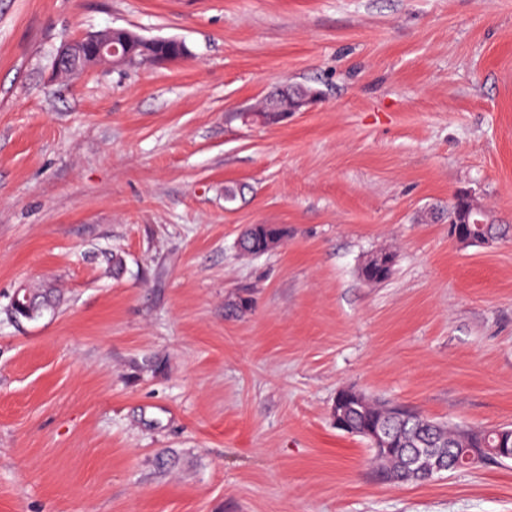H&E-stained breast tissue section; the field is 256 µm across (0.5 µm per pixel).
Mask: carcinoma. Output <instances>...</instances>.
Here are the masks:
<instances>
[{"label":"carcinoma","instance_id":"1","mask_svg":"<svg viewBox=\"0 0 512 512\" xmlns=\"http://www.w3.org/2000/svg\"><path fill=\"white\" fill-rule=\"evenodd\" d=\"M189 48H148L137 50L138 63H163L170 58L187 57ZM284 231L275 224H253L239 238L238 247L244 255H257L273 249L282 239ZM34 307L31 313L10 306L9 316L20 319H36L42 311L55 304L50 288L33 289ZM347 426L344 432L370 440L369 430L380 426L391 437L389 450L375 454L381 464L385 479L393 483L430 482L438 477L434 471L426 468L428 461L419 457L425 448L443 451H457L459 448H512V428L500 427L493 430H481L465 425L449 426L432 420L418 412L397 404L376 402L361 395L348 403L346 412Z\"/></svg>","mask_w":512,"mask_h":512}]
</instances>
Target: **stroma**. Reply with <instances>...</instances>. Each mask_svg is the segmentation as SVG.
Instances as JSON below:
<instances>
[{
	"label": "stroma",
	"mask_w": 512,
	"mask_h": 512,
	"mask_svg": "<svg viewBox=\"0 0 512 512\" xmlns=\"http://www.w3.org/2000/svg\"><path fill=\"white\" fill-rule=\"evenodd\" d=\"M110 28L190 55L55 72ZM463 190L512 225V0H0V512H512V462L392 485L332 416L512 425V238L451 241ZM313 98L314 95L304 89H282L268 99L263 112L270 118L275 115L284 118L288 116V112H299L309 105ZM284 231L275 224H252L239 238L238 247L244 255H257L273 249ZM30 292L34 298V307L31 314L27 316V313L23 308L16 307L11 304L10 308L8 309V314L10 317L16 316L18 319L20 318L32 320L38 318L41 313H43L42 311L54 306L55 299L51 288L42 290L30 289Z\"/></svg>",
	"instance_id": "35a3bbf8"
}]
</instances>
